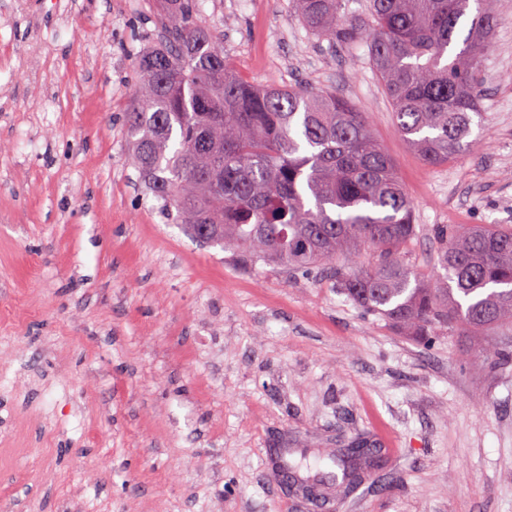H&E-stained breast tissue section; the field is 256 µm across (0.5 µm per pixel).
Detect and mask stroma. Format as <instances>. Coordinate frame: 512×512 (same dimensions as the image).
Instances as JSON below:
<instances>
[{"mask_svg":"<svg viewBox=\"0 0 512 512\" xmlns=\"http://www.w3.org/2000/svg\"><path fill=\"white\" fill-rule=\"evenodd\" d=\"M261 86L333 90L391 157L433 266L437 224H512V0L480 71L476 145L429 166L364 39L294 0H200ZM0 68V512H317L268 478L361 439L382 450L333 512H512V330L410 336L327 279L242 270L144 193L125 114L157 0H36ZM297 3L303 23L317 37L347 43L361 36L342 13L344 0H298Z\"/></svg>","mask_w":512,"mask_h":512,"instance_id":"1","label":"stroma"}]
</instances>
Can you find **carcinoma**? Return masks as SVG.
Masks as SVG:
<instances>
[{"label":"carcinoma","instance_id":"1","mask_svg":"<svg viewBox=\"0 0 512 512\" xmlns=\"http://www.w3.org/2000/svg\"><path fill=\"white\" fill-rule=\"evenodd\" d=\"M493 0H372L368 53L397 130L429 165L462 156L480 110L477 74ZM159 40L138 57L127 113L146 192L176 210L198 243L328 275L364 311L416 336H487L512 326V225L434 229L435 271L408 262L418 236L391 158L362 115L333 91L258 87L240 78L201 17L199 0H159ZM319 38L361 33L345 0H298ZM469 29L454 51L461 20ZM357 475L311 482L341 496Z\"/></svg>","mask_w":512,"mask_h":512}]
</instances>
